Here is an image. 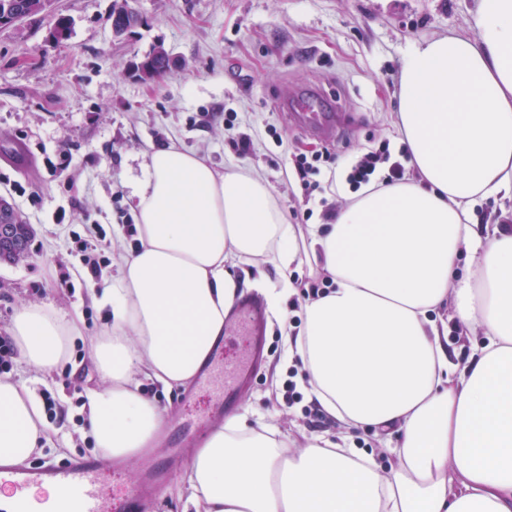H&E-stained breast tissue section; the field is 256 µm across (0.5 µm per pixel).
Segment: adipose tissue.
Here are the masks:
<instances>
[{"label":"adipose tissue","mask_w":512,"mask_h":512,"mask_svg":"<svg viewBox=\"0 0 512 512\" xmlns=\"http://www.w3.org/2000/svg\"><path fill=\"white\" fill-rule=\"evenodd\" d=\"M474 27L413 44L396 90L407 170L330 223H289L261 176L171 145L150 152L133 191L139 245L91 291L111 304L92 343L103 382L86 394L101 460L141 459L164 416L136 376L171 387L199 374L241 265L303 258L333 286L285 345L345 432L293 448L230 417L189 464L183 512H512V226L469 221L486 198L512 200V0H481ZM463 259L474 273L461 278ZM452 320L484 337L463 367ZM81 324L27 304L9 332L20 360L49 373L66 368ZM361 426L392 431L388 468L356 448ZM49 441L31 384L0 377V459L24 463Z\"/></svg>","instance_id":"obj_1"}]
</instances>
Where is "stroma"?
<instances>
[{"label": "stroma", "instance_id": "obj_1", "mask_svg": "<svg viewBox=\"0 0 512 512\" xmlns=\"http://www.w3.org/2000/svg\"><path fill=\"white\" fill-rule=\"evenodd\" d=\"M140 22L113 37L106 17L112 0H49L16 28H0V198L7 199L34 238L28 258L0 265V336L25 304L83 315L82 333L69 347L70 368L44 375L38 395H52L48 426L53 443L28 466L93 455L83 434V391L101 376L91 341L107 323L93 303V282L81 261L80 240L101 242L116 273L119 255L136 248L133 185L142 179V153L171 142L204 153L217 170L260 173L280 211L304 223L348 203L346 192L325 191L306 201L295 155H330L344 173L382 144L399 148L394 93L412 44L468 29L479 0H131ZM70 35L57 42L58 16ZM177 65L161 80H141L133 66L155 47ZM317 96L343 118L325 136L289 118L290 102ZM250 137L246 155L235 144ZM26 145L30 164L8 157ZM241 294L262 292L278 301L267 319L264 360L239 397L248 425L277 429L291 446L339 432L337 421L311 402L298 364L288 363L283 328L300 332L302 290L327 286L328 276L307 265L283 270L246 267ZM294 282L297 294L284 287ZM141 388L175 423H206V405L187 408L188 386L173 389L145 379Z\"/></svg>", "mask_w": 512, "mask_h": 512}]
</instances>
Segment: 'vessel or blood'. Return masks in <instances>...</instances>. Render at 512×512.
Instances as JSON below:
<instances>
[{"mask_svg": "<svg viewBox=\"0 0 512 512\" xmlns=\"http://www.w3.org/2000/svg\"><path fill=\"white\" fill-rule=\"evenodd\" d=\"M292 109L311 114L322 128L330 129L335 125L333 114L323 111L318 99L297 102ZM225 327L245 337L248 349L246 355L231 358L225 345H217L197 378V389L206 392L214 402L211 419L216 423L224 421L234 410L239 386L251 379L256 370V357L262 351L261 341L266 328L261 299L255 295L239 298ZM169 441L179 448V456L151 465L138 489L117 498L104 497V477L94 458H76L64 464L47 463L35 469L0 461V489H10L14 512H143L144 501L153 489L172 475L182 454L198 445L200 432L193 419H186L178 430L171 432ZM44 486L57 491L56 507L35 508L31 493Z\"/></svg>", "mask_w": 512, "mask_h": 512, "instance_id": "obj_1", "label": "vessel or blood"}]
</instances>
